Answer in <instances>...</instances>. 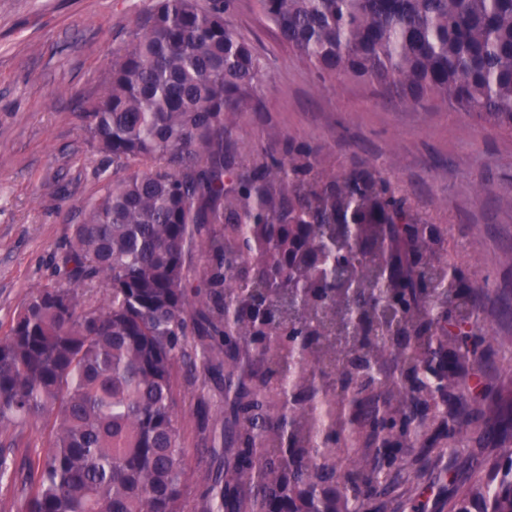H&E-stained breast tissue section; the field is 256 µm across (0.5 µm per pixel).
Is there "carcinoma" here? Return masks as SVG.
<instances>
[{
	"label": "carcinoma",
	"mask_w": 512,
	"mask_h": 512,
	"mask_svg": "<svg viewBox=\"0 0 512 512\" xmlns=\"http://www.w3.org/2000/svg\"><path fill=\"white\" fill-rule=\"evenodd\" d=\"M279 40L315 72L344 77L384 100H438L512 132V0H259ZM264 66L241 39L226 0H158L112 53L104 91L78 114L115 177L73 225L61 278L40 284L0 336V487L16 512H184L193 478L182 440L183 384L218 383L230 409L197 415L213 465L196 512H366L381 497L424 482L421 467L396 468L392 449L362 443L352 407L371 425L391 404L408 424L402 453L456 455L459 427L485 416L486 401H459L428 419L405 382L429 388L443 344L463 349V324L441 323L416 349L401 341L350 346L331 337L336 300L312 292L305 308L319 330L288 337V225L312 224L311 246L336 240L354 220L379 255L357 259L359 287L380 286L391 241L377 224L421 216L371 175L315 169L309 151L234 161L238 116L260 101ZM435 287L447 290L444 241L417 244ZM437 312L421 296L411 320ZM306 355L288 362V348ZM364 380L321 384L333 364ZM477 437L487 481H459L448 512H512V405ZM49 428L51 447L25 454L7 432Z\"/></svg>",
	"instance_id": "1"
}]
</instances>
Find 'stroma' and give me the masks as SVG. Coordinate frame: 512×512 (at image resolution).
I'll list each match as a JSON object with an SVG mask.
<instances>
[{
  "instance_id": "obj_1",
  "label": "stroma",
  "mask_w": 512,
  "mask_h": 512,
  "mask_svg": "<svg viewBox=\"0 0 512 512\" xmlns=\"http://www.w3.org/2000/svg\"><path fill=\"white\" fill-rule=\"evenodd\" d=\"M155 0H0V334L31 290L56 278L82 206L112 167L76 115L99 97L113 51ZM239 33L262 56L258 108L233 130L237 161L308 146L320 168L387 179L409 206L444 229L453 264L474 290L484 384L512 381V135L434 101L385 102L371 88L317 76L280 44L258 0H230ZM215 384L184 393L188 464L208 466L194 414ZM478 442L456 458H427L414 493L422 512H448L449 470L470 476Z\"/></svg>"
}]
</instances>
